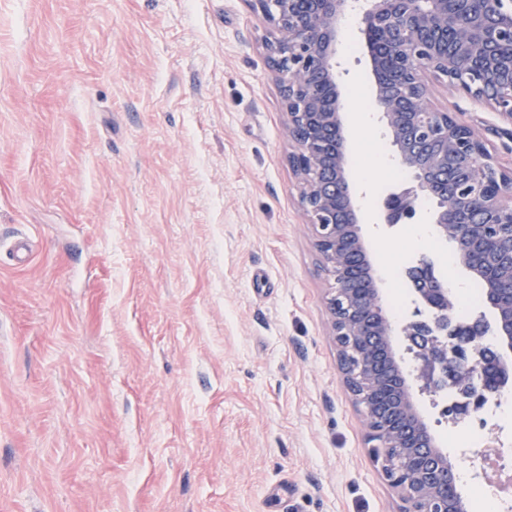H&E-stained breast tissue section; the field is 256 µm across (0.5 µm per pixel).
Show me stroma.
<instances>
[{
	"instance_id": "stroma-1",
	"label": "stroma",
	"mask_w": 512,
	"mask_h": 512,
	"mask_svg": "<svg viewBox=\"0 0 512 512\" xmlns=\"http://www.w3.org/2000/svg\"><path fill=\"white\" fill-rule=\"evenodd\" d=\"M265 34L248 0H0V512H398L339 367ZM338 61L344 102L373 99L355 21ZM428 86L512 166L500 115ZM345 136L352 176L393 151L378 121ZM399 188L357 184L386 292L399 254L453 252L412 238L432 202L384 227ZM412 387L459 456L452 427L483 414Z\"/></svg>"
}]
</instances>
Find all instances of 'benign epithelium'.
I'll return each mask as SVG.
<instances>
[{
  "label": "benign epithelium",
  "instance_id": "obj_1",
  "mask_svg": "<svg viewBox=\"0 0 512 512\" xmlns=\"http://www.w3.org/2000/svg\"><path fill=\"white\" fill-rule=\"evenodd\" d=\"M268 24L266 48L283 93L290 165L314 246L332 278L326 295L332 336L347 388L370 435L393 448L401 471L393 484L400 512H468L459 470L418 411L409 375L393 343L382 289L360 228L357 190L348 179L336 47L353 0H249ZM375 102L412 184L384 200L383 224L416 214V200L434 203L432 228L456 248L460 264L486 286L498 346L512 353V168L488 152L472 126L428 102L429 74L499 112L512 126V0H362ZM459 34L448 45V29ZM466 55L469 71L456 65ZM411 295L434 312L403 333L414 347L417 378L436 390L469 389L483 324L452 328L447 278L423 257L406 270Z\"/></svg>",
  "mask_w": 512,
  "mask_h": 512
}]
</instances>
